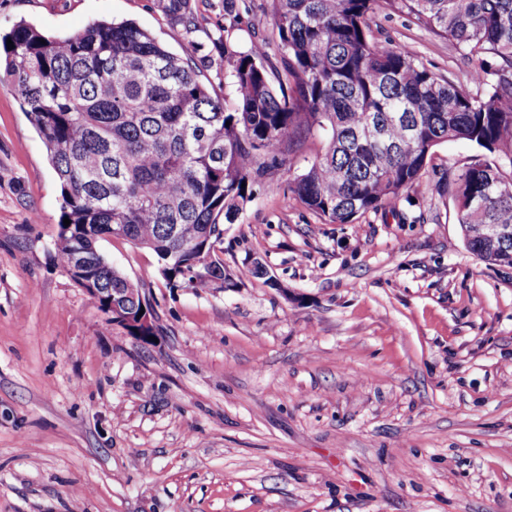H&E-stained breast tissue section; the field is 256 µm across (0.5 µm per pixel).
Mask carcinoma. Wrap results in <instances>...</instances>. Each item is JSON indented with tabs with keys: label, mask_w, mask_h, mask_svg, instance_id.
<instances>
[{
	"label": "carcinoma",
	"mask_w": 512,
	"mask_h": 512,
	"mask_svg": "<svg viewBox=\"0 0 512 512\" xmlns=\"http://www.w3.org/2000/svg\"><path fill=\"white\" fill-rule=\"evenodd\" d=\"M193 40L192 0H157ZM390 8L448 39L479 66L472 94L417 53L372 34ZM286 62L224 40L236 105L198 80L194 58L131 21L70 36L18 23L6 71L43 140L60 187L57 262L81 288H137L98 248L105 237L151 250L173 288L211 287L224 261L202 260L281 156L317 133L323 146L288 190L331 223L379 210L422 178L439 145L464 140L497 153L455 179L469 251L512 266V0H269ZM70 225H64V219Z\"/></svg>",
	"instance_id": "cac0c4a2"
}]
</instances>
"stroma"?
Returning <instances> with one entry per match:
<instances>
[{
    "instance_id": "35a3bbf8",
    "label": "stroma",
    "mask_w": 512,
    "mask_h": 512,
    "mask_svg": "<svg viewBox=\"0 0 512 512\" xmlns=\"http://www.w3.org/2000/svg\"><path fill=\"white\" fill-rule=\"evenodd\" d=\"M266 4L195 10L241 49L266 41L278 71ZM112 19L190 51L156 0H0V40ZM372 30L478 93L473 62L406 14ZM205 53L233 106L221 45ZM321 147L287 155L225 225L231 287H170L151 251L100 240L153 309L145 344L58 265L56 175L0 80V512H512V267L471 254L456 219L475 147L438 146L416 187L350 224L288 190ZM256 258L268 278L246 276Z\"/></svg>"
}]
</instances>
